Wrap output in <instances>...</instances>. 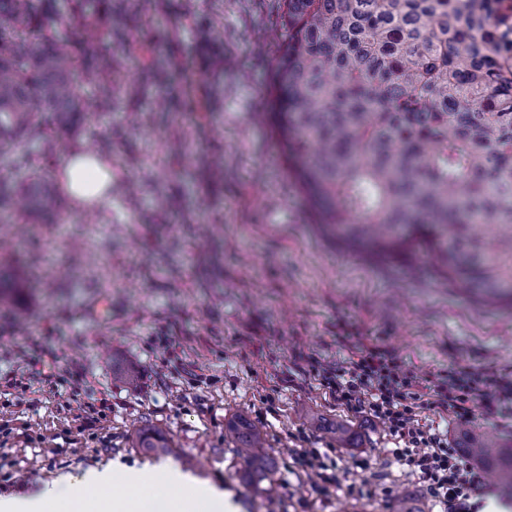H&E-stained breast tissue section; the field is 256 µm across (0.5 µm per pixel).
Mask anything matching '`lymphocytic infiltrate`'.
Segmentation results:
<instances>
[{
  "label": "lymphocytic infiltrate",
  "mask_w": 512,
  "mask_h": 512,
  "mask_svg": "<svg viewBox=\"0 0 512 512\" xmlns=\"http://www.w3.org/2000/svg\"><path fill=\"white\" fill-rule=\"evenodd\" d=\"M325 382L337 400L350 407L368 408L399 440L392 457L409 466L427 495L442 512H477V496L489 489L480 468L455 448L442 432L419 422L421 406L469 418L478 398L490 413L512 415V375L485 370H451L440 375L429 402H422L414 376L384 351L374 346L360 349L356 359Z\"/></svg>",
  "instance_id": "lymphocytic-infiltrate-1"
}]
</instances>
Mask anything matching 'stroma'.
Listing matches in <instances>:
<instances>
[{
  "mask_svg": "<svg viewBox=\"0 0 512 512\" xmlns=\"http://www.w3.org/2000/svg\"><path fill=\"white\" fill-rule=\"evenodd\" d=\"M117 108L89 107L52 150L0 155V183L61 177L69 149L112 157L119 203L70 207L13 224L0 214V265L27 279L0 306V496L63 474L180 468L234 512H392L397 494L435 504L398 442L322 378L359 344L379 347L428 394L448 368L512 373V299L488 300L402 249L363 250L320 224L288 173L266 118L282 40L278 0H124L113 14ZM137 371L139 383L118 380ZM265 434L274 471L264 495L242 479L226 419ZM350 424L356 446L316 420ZM447 433L512 445V421L421 410ZM163 429L173 454L133 446ZM338 464L312 488L304 451Z\"/></svg>",
  "mask_w": 512,
  "mask_h": 512,
  "instance_id": "1",
  "label": "stroma"
}]
</instances>
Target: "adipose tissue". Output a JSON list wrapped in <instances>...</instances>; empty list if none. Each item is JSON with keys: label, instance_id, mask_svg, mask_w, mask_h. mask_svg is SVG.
<instances>
[{"label": "adipose tissue", "instance_id": "ef3b65f1", "mask_svg": "<svg viewBox=\"0 0 512 512\" xmlns=\"http://www.w3.org/2000/svg\"><path fill=\"white\" fill-rule=\"evenodd\" d=\"M64 176L71 196L81 202L100 198L112 185V170L87 152L69 153ZM111 470L91 471L81 477L64 475L29 498L0 500V512H146V500L137 494L117 498L111 493Z\"/></svg>", "mask_w": 512, "mask_h": 512}]
</instances>
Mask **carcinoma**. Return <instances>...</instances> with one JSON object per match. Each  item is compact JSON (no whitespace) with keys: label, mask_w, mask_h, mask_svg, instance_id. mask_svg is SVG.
Segmentation results:
<instances>
[{"label":"carcinoma","mask_w":512,"mask_h":512,"mask_svg":"<svg viewBox=\"0 0 512 512\" xmlns=\"http://www.w3.org/2000/svg\"><path fill=\"white\" fill-rule=\"evenodd\" d=\"M58 0H0V142L44 147L83 111L80 85L112 111V0H68L81 38L59 35ZM288 39L273 72L270 119L319 223L373 248L406 244L486 294L512 290V0H282ZM29 210L69 209L49 179L23 188ZM247 484L263 489L266 437L236 415ZM134 447L170 454L143 427ZM459 447L512 486V448Z\"/></svg>","instance_id":"obj_1"}]
</instances>
